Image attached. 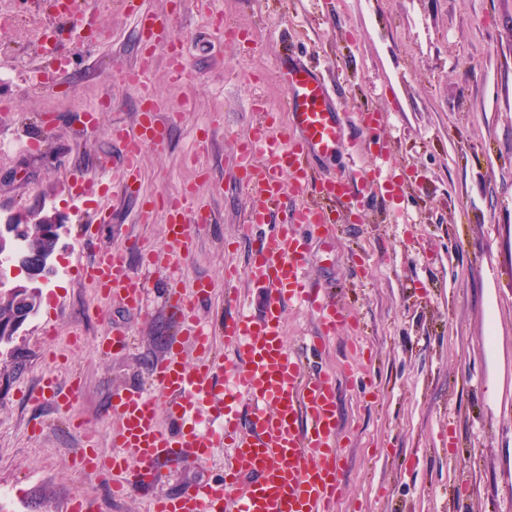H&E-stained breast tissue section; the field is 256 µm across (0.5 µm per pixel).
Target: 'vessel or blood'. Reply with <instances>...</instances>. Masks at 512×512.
I'll list each match as a JSON object with an SVG mask.
<instances>
[{
  "mask_svg": "<svg viewBox=\"0 0 512 512\" xmlns=\"http://www.w3.org/2000/svg\"><path fill=\"white\" fill-rule=\"evenodd\" d=\"M147 40L138 66L123 76L125 85L148 103L147 113L133 128L115 126L111 135L123 148V188L138 192L139 158L146 147L159 146L173 113L161 114L151 107L153 95L146 75L157 51H166L173 76H182L184 64L176 51V35L161 36V18L141 14ZM281 78L285 85L284 109L289 124L277 127L261 96H254L257 117L250 134L239 144V159L246 185L261 196L250 208L246 230L267 225L255 238L251 261L245 273L228 271L226 279L246 278L263 288L266 300L261 314L244 311L225 317L220 331H213L200 318L199 305L209 297V281L195 280L191 289L173 284L164 306L179 328L166 354L154 361L147 386H132L112 393L109 409L114 426L110 431L114 452L101 456L86 449L79 465L112 478V493L119 496L155 483L160 464H184L202 460L212 449L230 448L232 457L223 477L189 487L151 501V512H334L339 486V462L343 456L336 416V380L326 372L307 369L301 356L291 350L283 335L285 306H305L317 320L323 336L336 334L344 313L340 305L313 287L305 276L310 239L299 226L323 227L327 213L315 206H301L272 223L271 205L279 200L283 176L297 188L315 184L318 194L348 209H355L374 181L363 176L353 180L343 175L312 178L310 160L335 154L345 141V128L332 104L325 82L304 64L285 61ZM380 116L360 113L357 131L365 145L373 147L383 175V188L392 193L404 179L389 161L390 148L380 144ZM193 188L168 199L166 231L173 248L158 252L143 242L132 241L113 248L96 247L101 225H87L86 245L95 251L84 268L86 282L101 298L119 297L132 309H141L147 285L133 276L130 252H138L145 266L167 271L189 248V223H211L210 212L192 210ZM224 339L235 351L225 361L216 347ZM196 353L194 365H186L185 346ZM231 375V391L221 388L223 375ZM79 393L76 384H61L46 375L41 385L22 391L26 400L53 403L70 411ZM165 395L172 422L162 429L158 422L157 395Z\"/></svg>",
  "mask_w": 512,
  "mask_h": 512,
  "instance_id": "vessel-or-blood-1",
  "label": "vessel or blood"
}]
</instances>
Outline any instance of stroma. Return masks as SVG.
Listing matches in <instances>:
<instances>
[{"label": "stroma", "mask_w": 512, "mask_h": 512, "mask_svg": "<svg viewBox=\"0 0 512 512\" xmlns=\"http://www.w3.org/2000/svg\"><path fill=\"white\" fill-rule=\"evenodd\" d=\"M94 24L64 38L76 66L58 73L54 96L20 92L24 72L0 56V214L63 208L66 287L46 280L37 315L19 330L17 356L0 353V512H69L90 498L95 512H148L170 495L223 474L227 449L199 462L164 467L158 483L124 498L99 474L74 465L82 431L100 454L109 438L112 389L146 383L176 328L163 288L146 309L102 300L82 278L91 255L81 235L99 213L110 216L99 245L143 239L169 246L164 206L184 186L213 213L191 225L180 260L184 284H212L203 319L222 323L235 304L225 294L226 267L245 270L251 240L241 232L256 197L241 181L238 144L251 130V99L269 110L283 101L279 81L289 52L304 54L324 77L346 123L378 112L391 163L419 177L402 195H373L346 211L325 203L332 226L312 236L308 274L345 306L346 321L325 338L315 366L343 379L357 370L364 386L340 388L343 432L338 512H512V0H139L165 17L187 62L174 78L166 53L147 75L161 112L181 116L164 144L141 156L140 195L121 197L122 149L109 131L134 126L138 99L121 82L142 53L139 28L122 0L98 8ZM97 130L78 119L103 98ZM32 149H22V142ZM373 166L362 143L317 159L314 175L358 176ZM88 171L81 191L73 169ZM130 337L126 351L101 356L112 328ZM78 379L70 411L20 399L46 374ZM76 419L82 431L68 421ZM39 437H31L34 423ZM468 450L448 463V442Z\"/></svg>", "instance_id": "1"}]
</instances>
